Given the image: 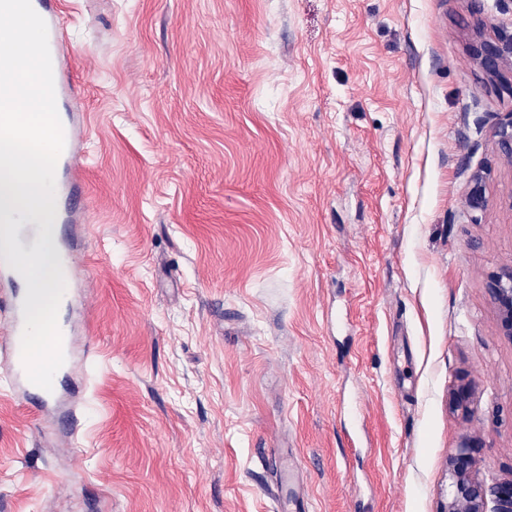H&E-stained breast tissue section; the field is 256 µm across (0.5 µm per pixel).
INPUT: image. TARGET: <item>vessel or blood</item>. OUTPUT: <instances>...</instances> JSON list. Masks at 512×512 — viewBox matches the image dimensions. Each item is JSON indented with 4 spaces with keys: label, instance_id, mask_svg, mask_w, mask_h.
<instances>
[{
    "label": "vessel or blood",
    "instance_id": "b4317fda",
    "mask_svg": "<svg viewBox=\"0 0 512 512\" xmlns=\"http://www.w3.org/2000/svg\"><path fill=\"white\" fill-rule=\"evenodd\" d=\"M31 3L47 24L56 104L58 111L62 113L61 122L65 135V146L55 167V191L64 201L60 219L66 224H75L79 221L76 200L85 189L80 157L88 143V126L80 104L82 92L74 74L73 50L63 34L60 0H31ZM19 278V273L0 258V310L7 309L11 312L5 330L0 331V342L7 347L6 355L0 357V392L18 400H25L29 398L33 385L27 378L21 353L24 298L10 287L11 282ZM76 327V322L72 321L61 329L65 355L63 369L70 377L75 376L79 367L72 340ZM68 393V388L59 385L43 392L37 406L38 415L43 416L59 410Z\"/></svg>",
    "mask_w": 512,
    "mask_h": 512
}]
</instances>
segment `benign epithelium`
<instances>
[{
    "mask_svg": "<svg viewBox=\"0 0 512 512\" xmlns=\"http://www.w3.org/2000/svg\"><path fill=\"white\" fill-rule=\"evenodd\" d=\"M477 63L489 74L497 76L512 70V26L496 29L492 41L482 40L473 47ZM494 136L502 154L512 161V111L494 128ZM489 301L496 313L502 335L512 338V265H502L486 282ZM473 395L471 382L460 380L448 396L453 411H466ZM480 463L479 444L464 443L448 457V503L444 512H487L493 501V512H512V482L488 484L476 476Z\"/></svg>",
    "mask_w": 512,
    "mask_h": 512,
    "instance_id": "benign-epithelium-1",
    "label": "benign epithelium"
}]
</instances>
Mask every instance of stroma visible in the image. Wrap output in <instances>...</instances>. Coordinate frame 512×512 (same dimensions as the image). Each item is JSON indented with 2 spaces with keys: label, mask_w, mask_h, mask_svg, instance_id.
Instances as JSON below:
<instances>
[{
  "label": "stroma",
  "mask_w": 512,
  "mask_h": 512,
  "mask_svg": "<svg viewBox=\"0 0 512 512\" xmlns=\"http://www.w3.org/2000/svg\"><path fill=\"white\" fill-rule=\"evenodd\" d=\"M91 142L73 443L0 394V512H442L512 481V0H66ZM482 175L487 206H467ZM471 410L448 408L459 378ZM477 63L489 74L499 76L502 71H512V26L496 29L493 41L482 40L473 47ZM494 136L502 154L512 163V111L500 119L494 128ZM489 301L503 336L512 338V265H502L486 282ZM475 441L465 442L448 458V503L443 512H512V482L487 484L476 476L480 449Z\"/></svg>",
  "instance_id": "stroma-1"
}]
</instances>
